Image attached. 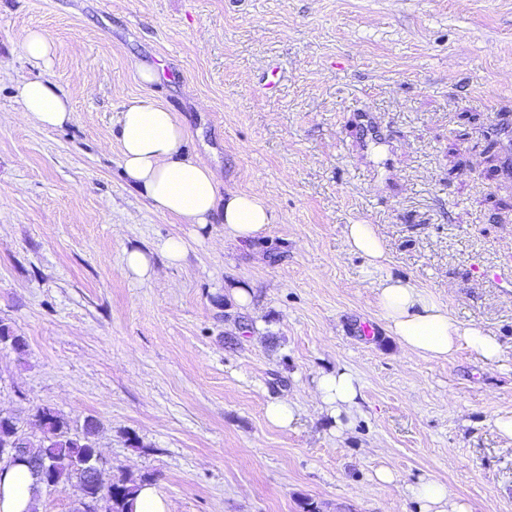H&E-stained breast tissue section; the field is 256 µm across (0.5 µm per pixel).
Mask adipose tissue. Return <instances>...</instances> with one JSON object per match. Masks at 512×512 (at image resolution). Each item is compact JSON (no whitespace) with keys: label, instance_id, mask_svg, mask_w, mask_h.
<instances>
[{"label":"adipose tissue","instance_id":"adipose-tissue-1","mask_svg":"<svg viewBox=\"0 0 512 512\" xmlns=\"http://www.w3.org/2000/svg\"><path fill=\"white\" fill-rule=\"evenodd\" d=\"M17 92L29 125L58 129L72 121L69 97L49 81H21ZM115 125L124 177L159 212L201 226L222 220L225 234L238 243L254 240L273 223V209L261 193L220 191V173L189 150L182 122L162 102L145 95L132 98ZM345 240L350 252L364 258L389 334L404 353L446 361L465 349L483 363L500 365L502 346L486 328L457 321L425 289L390 272L374 225H346ZM315 396L320 409L337 419L358 408L360 392L354 375L342 369L318 376ZM411 494L422 512H471L449 484L437 480L421 481ZM38 507L28 468L0 464V512H37Z\"/></svg>","mask_w":512,"mask_h":512}]
</instances>
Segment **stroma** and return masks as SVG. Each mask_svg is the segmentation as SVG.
Here are the masks:
<instances>
[{"label":"stroma","instance_id":"35a3bbf8","mask_svg":"<svg viewBox=\"0 0 512 512\" xmlns=\"http://www.w3.org/2000/svg\"><path fill=\"white\" fill-rule=\"evenodd\" d=\"M31 29L48 62L25 56ZM34 78L69 95L67 128L19 119ZM146 93L225 188L270 200L264 235L195 229L126 183L113 125ZM511 155L512 0H0V320L27 343L0 347V410L29 435L39 407L95 417L111 476L148 478L167 512H420L423 479L512 512L494 424L512 412ZM349 224L498 336L503 368L404 354ZM173 236L177 264L157 250ZM133 248L146 281L122 271ZM339 368L361 388L341 431L312 397ZM275 399L297 403L290 428L266 420ZM23 51L29 60L45 63L52 56L54 45L43 31L30 30L24 37ZM124 270L127 275L139 280L150 279L154 273L150 256L140 250L126 252Z\"/></svg>","mask_w":512,"mask_h":512}]
</instances>
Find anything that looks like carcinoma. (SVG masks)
I'll list each match as a JSON object with an SVG mask.
<instances>
[{"label": "carcinoma", "instance_id": "obj_1", "mask_svg": "<svg viewBox=\"0 0 512 512\" xmlns=\"http://www.w3.org/2000/svg\"><path fill=\"white\" fill-rule=\"evenodd\" d=\"M0 344L10 345L18 356L26 352V340L7 323L0 320ZM40 436L32 441L22 436L16 417L0 412V447L22 440L27 465L36 484L46 489L76 484L83 489L73 512H133L132 497L139 481L119 476L101 487L94 483V470L100 452L97 437L100 422L88 417L77 430L58 412L42 407L33 415Z\"/></svg>", "mask_w": 512, "mask_h": 512}]
</instances>
